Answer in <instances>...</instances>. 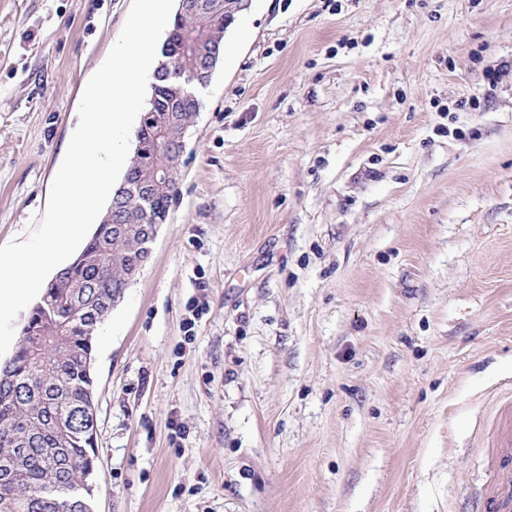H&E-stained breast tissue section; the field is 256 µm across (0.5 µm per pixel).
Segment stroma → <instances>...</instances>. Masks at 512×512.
Instances as JSON below:
<instances>
[{"label":"stroma","instance_id":"stroma-1","mask_svg":"<svg viewBox=\"0 0 512 512\" xmlns=\"http://www.w3.org/2000/svg\"><path fill=\"white\" fill-rule=\"evenodd\" d=\"M131 0H0V246ZM95 336L93 512H456L512 396V0H242Z\"/></svg>","mask_w":512,"mask_h":512}]
</instances>
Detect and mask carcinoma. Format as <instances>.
<instances>
[{
  "instance_id": "1",
  "label": "carcinoma",
  "mask_w": 512,
  "mask_h": 512,
  "mask_svg": "<svg viewBox=\"0 0 512 512\" xmlns=\"http://www.w3.org/2000/svg\"><path fill=\"white\" fill-rule=\"evenodd\" d=\"M212 2L206 15L175 13L158 65L174 77L157 81L161 102L144 112L125 183L149 179L157 146L179 150L199 112L189 86L196 83L206 38L224 37V0ZM115 193L122 196L120 223L128 231L98 225L82 252L47 285L13 358L0 366V512H91L96 442L80 429L93 400L92 343L113 299L127 288L130 265L144 246L142 227L166 221L178 189L160 185L149 200L123 187ZM62 427L75 434L61 440ZM74 485L88 487L83 497L45 494L49 486Z\"/></svg>"
}]
</instances>
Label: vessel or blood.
Masks as SVG:
<instances>
[{
	"label": "vessel or blood",
	"instance_id": "obj_1",
	"mask_svg": "<svg viewBox=\"0 0 512 512\" xmlns=\"http://www.w3.org/2000/svg\"><path fill=\"white\" fill-rule=\"evenodd\" d=\"M496 455L486 487L469 497L461 512H512V401L502 402L493 420Z\"/></svg>",
	"mask_w": 512,
	"mask_h": 512
}]
</instances>
